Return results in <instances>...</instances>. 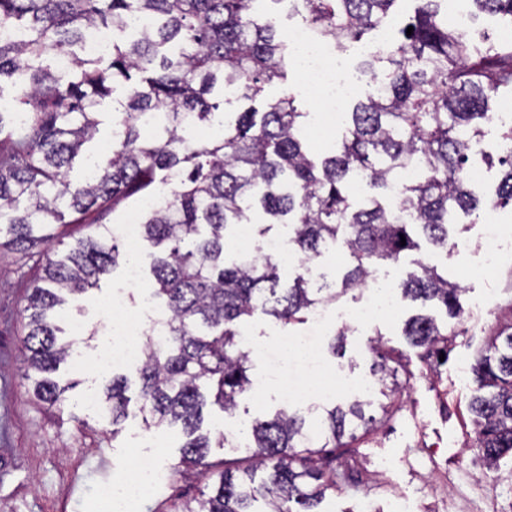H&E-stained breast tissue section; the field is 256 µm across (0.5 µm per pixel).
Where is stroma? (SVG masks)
I'll use <instances>...</instances> for the list:
<instances>
[{"instance_id": "1", "label": "stroma", "mask_w": 512, "mask_h": 512, "mask_svg": "<svg viewBox=\"0 0 512 512\" xmlns=\"http://www.w3.org/2000/svg\"><path fill=\"white\" fill-rule=\"evenodd\" d=\"M504 109V104L494 105L496 119L483 126L475 158L485 172L476 186L481 196L491 194L501 177V136L512 126ZM454 221L461 249L447 254L425 243L419 251L424 261L447 271L449 280L462 288L460 318L451 321L442 311L434 313L439 323L457 333L446 363L427 365L408 344L404 322L420 308L407 301L398 302L393 317L348 322L341 358L331 349L339 323L316 335L306 324L297 329L298 335H314L324 373L340 371L351 377L352 386L336 399L366 397L371 414H379L384 401L371 369V340L382 339L410 371L387 421L357 431L346 473L322 503V512H512V461L502 460L495 471L484 467L472 446L475 426L469 411L471 366L488 337L512 320V210L495 213L506 237L496 267L484 274L478 271L484 260L482 224L460 213ZM37 273L36 258L0 253V512H101L97 488L120 487L140 454L156 457L164 479L135 493L130 512H170L177 498L197 496L200 481L173 470L184 441L179 429H146L134 409L115 430L99 409L84 404L87 394L102 395L113 375L111 368L100 365L99 354L123 319L108 307L112 294L126 286L123 270L64 305L58 325L69 328L78 318L85 326L75 345L84 361L70 359L60 366L57 378L69 387L63 404L51 407L35 399L24 377L22 340L25 297ZM243 329L256 347L250 374L264 379L265 387L261 398L241 399L231 415L208 411L207 420L222 422L228 433L241 421L296 407L281 398L280 387L298 374L300 358L283 356L279 328L270 318L255 316Z\"/></svg>"}]
</instances>
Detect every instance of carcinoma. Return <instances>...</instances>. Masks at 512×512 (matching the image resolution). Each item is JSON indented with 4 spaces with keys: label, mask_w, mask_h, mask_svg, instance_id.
Listing matches in <instances>:
<instances>
[{
    "label": "carcinoma",
    "mask_w": 512,
    "mask_h": 512,
    "mask_svg": "<svg viewBox=\"0 0 512 512\" xmlns=\"http://www.w3.org/2000/svg\"><path fill=\"white\" fill-rule=\"evenodd\" d=\"M283 1L301 22L333 36L344 54L394 20L395 38L360 64L366 89L345 104L338 153L319 156L304 144L309 113L296 105L287 31L257 7ZM397 2L0 0V29L19 33L0 38V100L8 87L13 103L12 111H0V249H36L41 256L23 309L26 377L39 401L65 400L70 386L52 374L71 356L73 342L59 338L56 309L136 260L108 228L60 254L52 248L63 235L59 228L96 224L111 210L164 196L163 207L141 212V239L154 248L148 290L164 303L167 320L163 343L150 330L142 336L138 411L148 429L181 426L176 472L210 481L209 492L173 503L172 512H320L326 492L336 489L340 449L350 447L343 438L375 421L360 402L338 405L314 439L304 417L281 410L243 426V456L208 460L210 449L229 441L220 429H203L204 409L229 413L253 388L243 322L262 314L293 331L313 308L362 286L373 268L389 262L413 265L398 283L402 298L451 319L461 314V288L413 253L421 238L448 251L450 216L482 205L465 169L480 124L491 121L490 102L512 94V44L448 28L443 0H414L407 17L395 15ZM470 5L512 25V0ZM91 25L112 29L107 54L83 51ZM275 81L281 96L264 110L251 106L227 119L230 99L253 102ZM108 98L112 149L95 156L93 180L74 184L69 171L98 133ZM17 112L27 120L18 123ZM217 116V137L194 134ZM502 140L496 207L512 206V127ZM407 165L418 176L402 182ZM359 181L368 192L356 203ZM257 210L266 220L256 233L288 225V246L309 265L288 283L267 254L230 248V231L251 223ZM330 243L341 244L350 259L333 285L315 272ZM403 334L419 357L437 363L455 332L418 313ZM371 352L382 395L400 393L398 373L406 365L378 343ZM471 372L473 444L486 467L496 469L512 458V322L488 338ZM129 383L124 374L112 376L99 401L114 434L129 415ZM261 500L262 510L254 507Z\"/></svg>",
    "instance_id": "carcinoma-1"
}]
</instances>
